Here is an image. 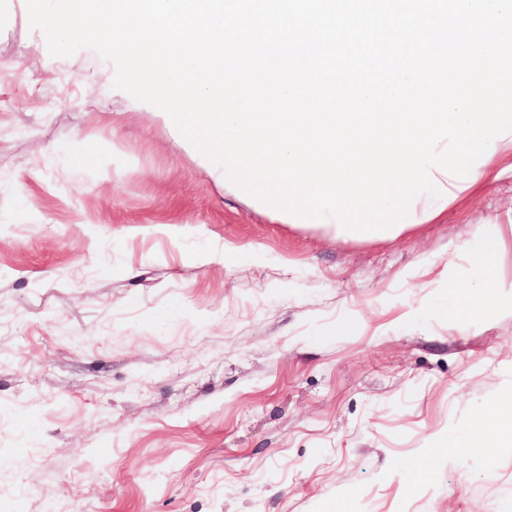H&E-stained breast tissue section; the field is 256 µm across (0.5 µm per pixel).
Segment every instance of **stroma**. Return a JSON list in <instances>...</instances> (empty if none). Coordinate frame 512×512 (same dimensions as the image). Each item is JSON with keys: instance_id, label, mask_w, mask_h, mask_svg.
Wrapping results in <instances>:
<instances>
[{"instance_id": "stroma-1", "label": "stroma", "mask_w": 512, "mask_h": 512, "mask_svg": "<svg viewBox=\"0 0 512 512\" xmlns=\"http://www.w3.org/2000/svg\"><path fill=\"white\" fill-rule=\"evenodd\" d=\"M111 82L0 0V512H512V447L460 446L512 392V302L463 327L446 288L512 173L339 242Z\"/></svg>"}]
</instances>
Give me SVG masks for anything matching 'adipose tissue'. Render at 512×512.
Masks as SVG:
<instances>
[{
    "label": "adipose tissue",
    "mask_w": 512,
    "mask_h": 512,
    "mask_svg": "<svg viewBox=\"0 0 512 512\" xmlns=\"http://www.w3.org/2000/svg\"><path fill=\"white\" fill-rule=\"evenodd\" d=\"M511 235L512 224L495 225L478 249L468 251L467 257L475 272L469 287L476 296L512 300V279H502L497 273L499 254ZM495 409L494 421L472 432L464 442L465 447L486 448L493 443L512 445V395L497 402Z\"/></svg>",
    "instance_id": "1"
}]
</instances>
